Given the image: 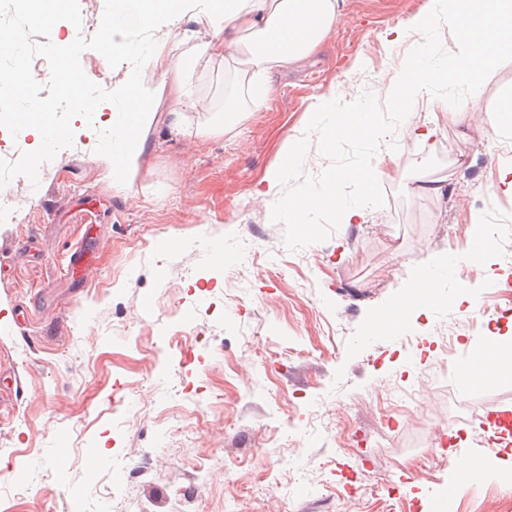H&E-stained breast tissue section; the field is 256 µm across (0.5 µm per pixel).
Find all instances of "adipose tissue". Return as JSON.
<instances>
[{"label": "adipose tissue", "instance_id": "adipose-tissue-1", "mask_svg": "<svg viewBox=\"0 0 512 512\" xmlns=\"http://www.w3.org/2000/svg\"><path fill=\"white\" fill-rule=\"evenodd\" d=\"M162 17L172 22L190 18L212 34L190 52H182L177 39L147 56L154 63L163 56L176 57L175 67L165 71L162 79L183 98L187 95L185 72L209 68L229 49L241 55L251 86L268 89L278 74L297 67L319 49L340 12L338 0H113V52L128 51L127 29L152 27ZM159 93V88L143 86L131 73L123 84L118 111H111L105 100L93 105L108 133L105 152L114 185L129 188L134 183L144 162V132L156 116L152 103ZM379 171L376 165L339 171L324 185L320 196L331 200L330 210L341 223H366L368 212L366 207L341 200L340 183L354 181L369 190Z\"/></svg>", "mask_w": 512, "mask_h": 512}]
</instances>
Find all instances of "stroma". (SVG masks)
Instances as JSON below:
<instances>
[{"label":"stroma","mask_w":512,"mask_h":512,"mask_svg":"<svg viewBox=\"0 0 512 512\" xmlns=\"http://www.w3.org/2000/svg\"><path fill=\"white\" fill-rule=\"evenodd\" d=\"M339 2L319 50L261 105L234 63L192 72L185 112L223 133L156 121L132 189L113 186L88 128L41 166L39 186L6 185L19 201L0 210V512H120L116 487L145 512H431L451 480L454 512H501L512 453L474 439L480 416L512 401V372L466 385L459 369L485 337L512 335V196L499 187L512 136L483 122L512 89V61L464 116L434 97L416 108L411 122L436 130L429 141L399 129L383 139L395 174L369 195L341 188L367 223L289 250L271 219L283 149L320 104L397 79L422 40L412 22L431 8ZM390 28L401 42H384ZM229 102L248 120L226 123ZM430 180L445 193H415ZM474 214L495 241L481 263L462 233ZM167 238L180 248L164 256ZM80 249L84 274L70 265ZM444 254L458 259L449 289L477 301L374 332V313ZM445 433L498 476L475 485L451 464L420 470Z\"/></svg>","instance_id":"35a3bbf8"}]
</instances>
